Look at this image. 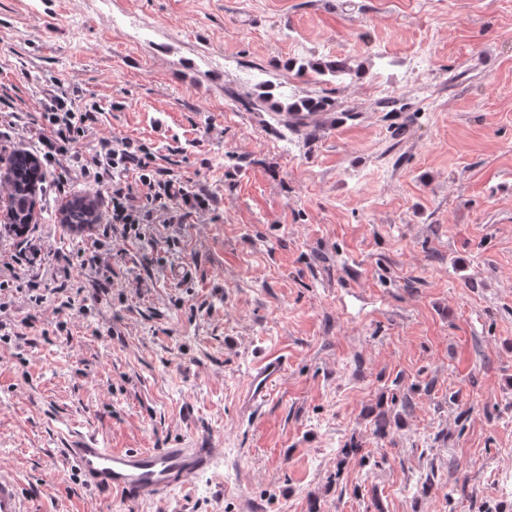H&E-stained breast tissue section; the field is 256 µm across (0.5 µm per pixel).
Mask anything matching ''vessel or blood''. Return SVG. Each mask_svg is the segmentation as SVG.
Listing matches in <instances>:
<instances>
[{"mask_svg":"<svg viewBox=\"0 0 512 512\" xmlns=\"http://www.w3.org/2000/svg\"><path fill=\"white\" fill-rule=\"evenodd\" d=\"M284 367V361L276 357L262 361L248 381L244 405L250 407L265 399ZM222 455V449L214 447L113 450L99 447L91 439L64 451L67 466L85 486L135 501H154L185 487L211 471ZM0 512H39L18 479L3 469Z\"/></svg>","mask_w":512,"mask_h":512,"instance_id":"1","label":"vessel or blood"}]
</instances>
